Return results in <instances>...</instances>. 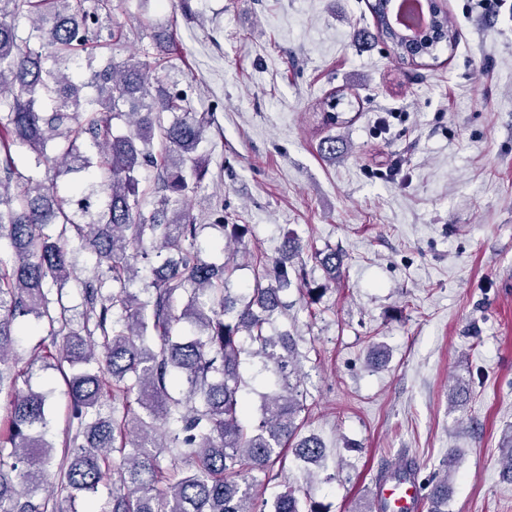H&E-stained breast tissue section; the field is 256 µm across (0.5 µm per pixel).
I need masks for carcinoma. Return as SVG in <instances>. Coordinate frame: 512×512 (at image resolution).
Here are the masks:
<instances>
[{"label": "carcinoma", "instance_id": "1", "mask_svg": "<svg viewBox=\"0 0 512 512\" xmlns=\"http://www.w3.org/2000/svg\"><path fill=\"white\" fill-rule=\"evenodd\" d=\"M383 0L371 5L376 37L412 61L436 60L433 45L407 47L388 30ZM112 21V0L98 12L79 0H0V394L9 412L0 420V512H78L99 486L117 477L105 512H324L291 486L272 502L259 500V476L283 469L287 452L303 466L324 467L326 448L315 434L301 435L305 410L296 337L267 334L284 307L288 263L303 250L287 237L281 256L254 273L243 300L229 295L228 264L206 262L198 239L203 225L187 207L206 174L198 153L210 127L189 112L184 99L154 88L150 65L133 58L101 59L91 83L96 97L80 96L73 80L81 53L101 42L100 13ZM32 20L27 37L16 21ZM52 60L54 68L45 67ZM171 120H164V114ZM161 142L155 151V141ZM55 170L50 184L25 170ZM98 167L78 209L61 196L57 177ZM156 170L158 193L150 216L141 212L139 176ZM227 243L239 244L246 224H220ZM101 268L81 281L84 322L68 316L66 284L73 276L72 239ZM151 247H143L145 239ZM152 278L128 285L137 263ZM331 279L343 256L322 252ZM48 328L47 357L65 378L70 397L68 437L60 463L46 440V395L19 386L12 353L21 320ZM188 323L202 334L186 336ZM260 363L274 376L260 395L259 417L246 419L243 364ZM135 396L141 412L112 410V393ZM185 456L192 468L166 475L164 454ZM501 475L512 483V434L501 444ZM456 457L429 483V512H447ZM416 463L400 460L382 477L416 475Z\"/></svg>", "mask_w": 512, "mask_h": 512}]
</instances>
